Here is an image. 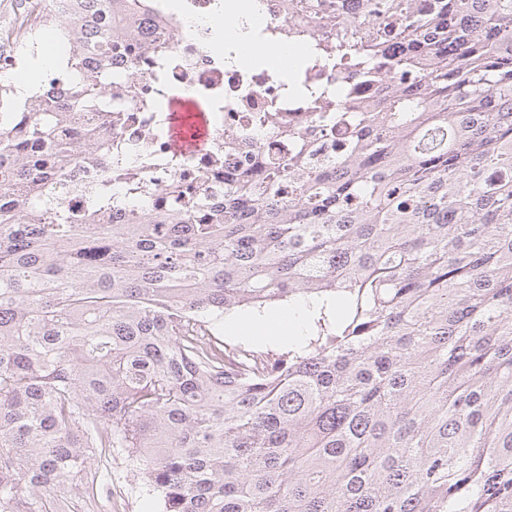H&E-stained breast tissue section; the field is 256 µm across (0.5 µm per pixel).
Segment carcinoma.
I'll use <instances>...</instances> for the list:
<instances>
[{"label": "carcinoma", "instance_id": "obj_1", "mask_svg": "<svg viewBox=\"0 0 512 512\" xmlns=\"http://www.w3.org/2000/svg\"><path fill=\"white\" fill-rule=\"evenodd\" d=\"M73 5L21 33L54 32L62 76L0 84V512H69L97 448L161 512H512V0L336 14L318 57L389 74L351 112L310 87L336 153L263 112L288 155L139 224L58 190L112 156V20L151 0ZM278 301L304 306L283 350L207 325Z\"/></svg>", "mask_w": 512, "mask_h": 512}]
</instances>
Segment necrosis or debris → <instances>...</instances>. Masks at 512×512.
<instances>
[{"mask_svg": "<svg viewBox=\"0 0 512 512\" xmlns=\"http://www.w3.org/2000/svg\"><path fill=\"white\" fill-rule=\"evenodd\" d=\"M172 7L169 0H155L152 10L129 20L135 39L130 48L119 51L112 61L117 80L112 88L113 108L124 111L128 119L118 128L104 129L113 151L123 153L149 187L136 196L124 187L114 186L124 198L114 211L116 224L136 222L142 212L162 213L174 204L164 190L174 180L191 182L214 194L224 191L225 172L251 167L270 148L282 149V142L265 134L251 133V115L273 107L299 120L310 149L317 154L333 153L334 145L322 140L310 120L312 105L290 84L289 76H273L260 66H231L225 50L209 40V25L226 15L224 0H179ZM251 7L257 20L252 40L260 47L273 43L287 25H295L294 47L308 55L312 44L325 37L326 27L300 30V20L289 0H240ZM312 82L337 95L341 104L371 98L384 79L376 72L370 79H337L321 63L307 71ZM187 96L201 103L212 130L208 146L195 153H179L170 145L172 115L170 104L175 96ZM241 126L247 133L232 153L224 151V130ZM108 160L95 165L77 164L74 176L61 196V206L69 212L85 209L96 192Z\"/></svg>", "mask_w": 512, "mask_h": 512, "instance_id": "1", "label": "necrosis or debris"}]
</instances>
